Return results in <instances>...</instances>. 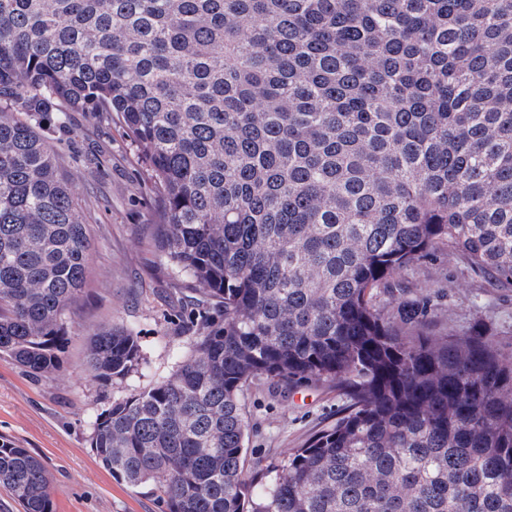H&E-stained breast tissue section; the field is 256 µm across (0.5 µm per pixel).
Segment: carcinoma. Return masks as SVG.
Here are the masks:
<instances>
[{
	"instance_id": "1",
	"label": "carcinoma",
	"mask_w": 512,
	"mask_h": 512,
	"mask_svg": "<svg viewBox=\"0 0 512 512\" xmlns=\"http://www.w3.org/2000/svg\"><path fill=\"white\" fill-rule=\"evenodd\" d=\"M117 117L159 194L161 262L221 313L112 402L91 448L165 512H512V357L376 306L436 250L512 285V0H0V359L63 369L89 225L40 130ZM142 360L87 342L94 381ZM329 383L348 405L245 468V394ZM0 487L53 512L0 443Z\"/></svg>"
}]
</instances>
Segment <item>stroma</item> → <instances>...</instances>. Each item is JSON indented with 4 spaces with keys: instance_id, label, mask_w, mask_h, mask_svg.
Here are the masks:
<instances>
[{
    "instance_id": "stroma-1",
    "label": "stroma",
    "mask_w": 512,
    "mask_h": 512,
    "mask_svg": "<svg viewBox=\"0 0 512 512\" xmlns=\"http://www.w3.org/2000/svg\"><path fill=\"white\" fill-rule=\"evenodd\" d=\"M80 200L93 237L90 272L67 319L70 340L63 377L33 378L0 360V441L27 449L45 465L54 488V512H163L156 494L112 479L90 447L96 418L113 399L148 387L173 365L172 350L186 344L198 310L164 271L155 248L159 206L147 165L125 129L84 112L67 115L66 129L49 135ZM427 302L425 335L480 334L512 355V286L479 272L467 259L437 252L391 280L379 306ZM133 329L143 360L127 380L94 381L84 372L89 334ZM348 398L328 385L291 393L268 384L246 395L247 459L273 461L302 447L335 422Z\"/></svg>"
}]
</instances>
